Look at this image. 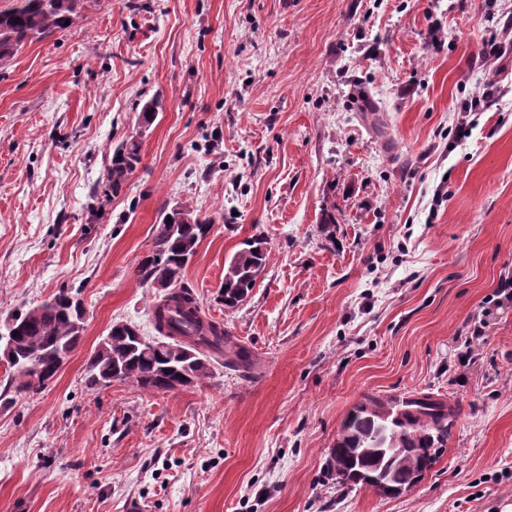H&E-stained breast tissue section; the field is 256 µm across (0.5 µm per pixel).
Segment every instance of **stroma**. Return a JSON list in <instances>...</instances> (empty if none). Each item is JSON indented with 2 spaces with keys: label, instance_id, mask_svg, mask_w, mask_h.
Returning <instances> with one entry per match:
<instances>
[{
  "label": "stroma",
  "instance_id": "35a3bbf8",
  "mask_svg": "<svg viewBox=\"0 0 512 512\" xmlns=\"http://www.w3.org/2000/svg\"><path fill=\"white\" fill-rule=\"evenodd\" d=\"M493 35L503 55L470 66ZM154 97L140 164L98 203ZM177 204L214 220L185 281L256 367L87 389L113 322L154 333L136 269ZM256 236L265 270L225 311L224 262ZM505 277L512 0H82L0 65V320L61 290L86 311L42 389L0 365V512H507L512 305L489 306ZM420 391L462 408L434 468L396 497L339 483L354 405Z\"/></svg>",
  "mask_w": 512,
  "mask_h": 512
}]
</instances>
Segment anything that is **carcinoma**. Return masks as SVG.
<instances>
[{"instance_id": "1", "label": "carcinoma", "mask_w": 512, "mask_h": 512, "mask_svg": "<svg viewBox=\"0 0 512 512\" xmlns=\"http://www.w3.org/2000/svg\"><path fill=\"white\" fill-rule=\"evenodd\" d=\"M80 0H17L0 10V63L11 61L23 48L80 18ZM141 162V144L130 136L115 147L100 196L107 201L120 193ZM211 223L194 209L181 205L165 210L155 225L149 254L138 263L140 283L150 288L156 280L171 288L152 308L157 332L170 338L160 354L146 351L136 337L134 323L117 330L90 357L86 386L92 389L114 382H135L143 389L163 390L161 379L183 372L196 382L211 374L210 358H224V366L250 370L252 354L224 328L201 315L199 302L185 285L184 271L206 238ZM268 250L262 238L243 242L229 261L217 301L227 311L239 308L264 270ZM61 291L37 305L12 314L0 323V351L12 347L5 361L18 391H32L37 381L52 378L81 341L78 325L84 309ZM19 335H13V332ZM460 408L428 393L401 398L370 397L357 403L343 420L332 451V469L342 483H362L375 489L383 481L395 494L410 491L443 454Z\"/></svg>"}]
</instances>
